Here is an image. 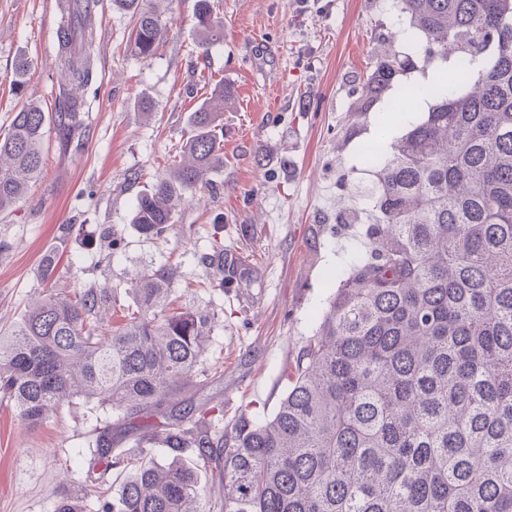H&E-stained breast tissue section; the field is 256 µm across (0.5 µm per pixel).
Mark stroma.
I'll use <instances>...</instances> for the list:
<instances>
[{
	"mask_svg": "<svg viewBox=\"0 0 512 512\" xmlns=\"http://www.w3.org/2000/svg\"><path fill=\"white\" fill-rule=\"evenodd\" d=\"M92 54L95 80L81 90L84 136L61 150L44 141L45 167L13 214L0 219V327L15 324L44 288L111 287L117 302L142 267L166 265L184 295L181 307L219 312L203 356L222 375L198 382L178 400L224 411L223 426L271 419L288 391L293 365L353 256L368 252L366 224H341L340 209L369 212L374 178L363 150L379 134L394 140L422 121L429 101H414L411 120L383 126L386 104L363 114L351 104L375 61L378 40L417 55L399 32L394 0H214L224 40L207 57L196 47L195 0H150L167 26L156 55L131 49L133 20L112 0H98ZM61 0H0V133L23 101L48 112L70 87L57 64ZM32 60L23 96L10 80L19 58ZM233 97L224 106V166L178 210L156 239L130 222L136 197L175 162L190 113L214 84ZM109 226L122 251L87 248L63 237L65 225ZM234 285L204 287L215 241ZM65 244L51 281L44 255ZM111 423L117 449L132 448L127 425L158 429L165 413L105 416L97 403L63 402L37 428L0 401V512H54L79 491L84 512H98L115 473L90 471L96 429Z\"/></svg>",
	"mask_w": 512,
	"mask_h": 512,
	"instance_id": "stroma-1",
	"label": "stroma"
}]
</instances>
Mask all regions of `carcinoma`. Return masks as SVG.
<instances>
[{"mask_svg": "<svg viewBox=\"0 0 512 512\" xmlns=\"http://www.w3.org/2000/svg\"><path fill=\"white\" fill-rule=\"evenodd\" d=\"M91 0H64L58 59L71 83L93 77ZM424 44L423 62L454 58L448 78L407 87L391 102L433 100L426 118L379 152L370 210L372 251L350 266L301 348L274 417L242 421L231 435L189 402L134 453L112 452V424L89 467L124 478L99 512H204L197 468L218 464L223 512H512V0H396ZM134 17L133 51L151 58L166 35L144 0H115ZM198 47L224 39L213 0H195ZM490 64L472 79L463 63ZM409 56L384 53L352 111L370 112ZM30 62L11 83L25 92ZM216 84L190 113L184 159L136 197L131 223L146 238L174 223L187 196L224 167V102ZM83 99L57 111L32 101L0 136V214L25 197L44 166L43 143L63 148L84 128ZM165 265L140 271L135 309L108 332L112 291L50 289L0 331V397L34 428L63 401L81 398L135 415L160 409L198 376L215 311L177 299ZM173 457L159 462L150 445Z\"/></svg>", "mask_w": 512, "mask_h": 512, "instance_id": "carcinoma-1", "label": "carcinoma"}]
</instances>
